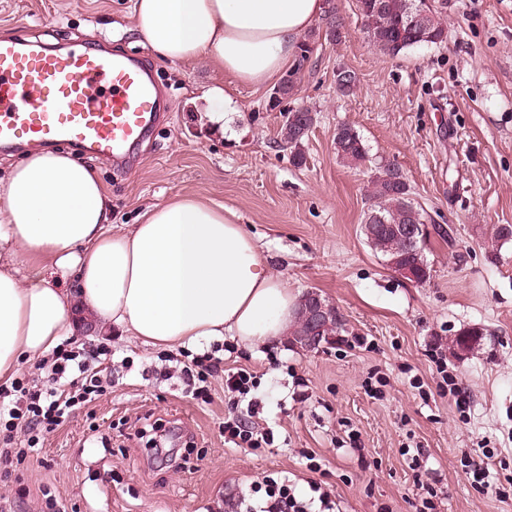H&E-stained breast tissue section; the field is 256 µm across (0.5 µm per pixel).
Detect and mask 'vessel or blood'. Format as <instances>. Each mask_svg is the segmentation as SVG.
I'll return each instance as SVG.
<instances>
[{
	"label": "vessel or blood",
	"mask_w": 512,
	"mask_h": 512,
	"mask_svg": "<svg viewBox=\"0 0 512 512\" xmlns=\"http://www.w3.org/2000/svg\"><path fill=\"white\" fill-rule=\"evenodd\" d=\"M164 118L139 58L0 39V148L65 146L118 164Z\"/></svg>",
	"instance_id": "vessel-or-blood-1"
}]
</instances>
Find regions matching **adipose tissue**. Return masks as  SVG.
Returning a JSON list of instances; mask_svg holds the SVG:
<instances>
[{"mask_svg":"<svg viewBox=\"0 0 512 512\" xmlns=\"http://www.w3.org/2000/svg\"><path fill=\"white\" fill-rule=\"evenodd\" d=\"M324 0H135L132 30L158 62L214 63L260 86L293 63ZM96 168L35 150L0 178V380L73 334L75 312L154 346L228 336L281 343L297 298L236 213L178 194L114 228Z\"/></svg>","mask_w":512,"mask_h":512,"instance_id":"ef3b65f1","label":"adipose tissue"}]
</instances>
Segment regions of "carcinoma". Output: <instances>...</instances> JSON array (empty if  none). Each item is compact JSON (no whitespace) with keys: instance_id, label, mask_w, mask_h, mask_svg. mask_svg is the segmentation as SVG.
I'll return each mask as SVG.
<instances>
[{"instance_id":"carcinoma-1","label":"carcinoma","mask_w":512,"mask_h":512,"mask_svg":"<svg viewBox=\"0 0 512 512\" xmlns=\"http://www.w3.org/2000/svg\"><path fill=\"white\" fill-rule=\"evenodd\" d=\"M419 3L420 0H356L362 30L370 43L392 56L412 46L443 43L447 39L448 26L443 15L444 6L439 0H427L423 6L427 14L423 28L408 26L409 14ZM314 122L315 112L312 109L298 107L288 111L280 129V146L290 150L298 167L305 162L301 146ZM334 150L338 158L356 167L364 166L371 172L370 205L364 223L389 224L393 228L402 224L425 223L426 212L412 197L411 186L400 167L374 161L353 126L344 123L336 128ZM428 239L429 235H423L415 248L403 252L392 250L385 238H375L369 241V245L394 270L411 268L415 272V283L422 284L430 279L425 255Z\"/></svg>"}]
</instances>
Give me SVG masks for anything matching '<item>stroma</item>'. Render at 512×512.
I'll return each mask as SVG.
<instances>
[{"mask_svg": "<svg viewBox=\"0 0 512 512\" xmlns=\"http://www.w3.org/2000/svg\"><path fill=\"white\" fill-rule=\"evenodd\" d=\"M135 0H0V31L47 43H103L146 55L131 29ZM448 37L398 56L370 45L356 0H327L304 35L312 47L295 90L272 105V84L252 86L209 62L153 63L169 112L123 167L85 157L112 202V225L136 223L149 206L189 194L234 210L274 274L295 295L318 291L341 313L333 346L306 352L290 342L250 349L213 338L191 353H218L225 368L261 376L257 429L265 448H233L222 423L224 376L204 403L187 393L168 349L112 331L75 334L73 345L112 349L106 395L45 434L39 454L0 481L5 512H225L249 500L271 473L298 490L321 482L339 512H415L420 483L437 512H512V497L478 492L466 455L499 451L512 477V241L491 248L492 225H512V0H444ZM335 18L339 38L326 35ZM352 70L351 92L336 87ZM220 87L234 110L223 136L203 119ZM317 121L295 166L278 145L289 109ZM362 136L373 158L397 164L413 197L449 236L431 234L430 279L410 282L368 244L366 169L340 161L339 125ZM478 347L454 356L464 328ZM442 358L466 395L458 410L436 373ZM320 472H310L306 454Z\"/></svg>", "mask_w": 512, "mask_h": 512, "instance_id": "35a3bbf8", "label": "stroma"}]
</instances>
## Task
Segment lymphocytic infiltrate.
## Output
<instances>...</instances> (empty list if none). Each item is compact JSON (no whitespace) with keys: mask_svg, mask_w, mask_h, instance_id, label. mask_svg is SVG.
I'll use <instances>...</instances> for the list:
<instances>
[{"mask_svg":"<svg viewBox=\"0 0 512 512\" xmlns=\"http://www.w3.org/2000/svg\"><path fill=\"white\" fill-rule=\"evenodd\" d=\"M98 358L94 350L61 347L54 351L51 364L45 365L44 381L35 384L29 378H17L10 389H0V467L10 468L15 460L37 452L41 434L54 431L71 412L111 387L110 378L93 367ZM219 372L224 373L230 393L244 398L257 388L254 371L223 369L221 359L208 353L196 355L181 369L184 380L201 397L208 392L209 377ZM21 429L28 435L27 445L18 448L14 441ZM257 491L259 501L247 512H333V501L315 481L301 494L288 478L267 476Z\"/></svg>","mask_w":512,"mask_h":512,"instance_id":"lymphocytic-infiltrate-1","label":"lymphocytic infiltrate"}]
</instances>
